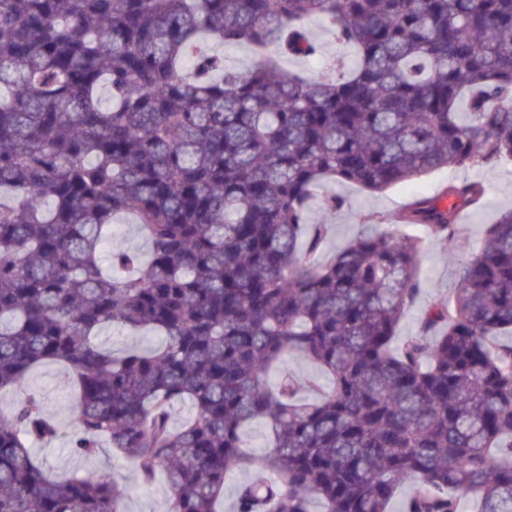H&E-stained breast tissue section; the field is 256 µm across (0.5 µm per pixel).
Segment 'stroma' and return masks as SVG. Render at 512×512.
<instances>
[{
	"mask_svg": "<svg viewBox=\"0 0 512 512\" xmlns=\"http://www.w3.org/2000/svg\"><path fill=\"white\" fill-rule=\"evenodd\" d=\"M464 178L478 179L487 185L488 193L483 206L478 211L463 213L456 250L449 252L436 242H427L421 257L423 289L419 300L405 311L400 320L399 339L419 333L428 304L445 297L449 288L456 286L459 265L471 257L486 226L495 221L501 210L512 207V167L442 169L424 175L412 184H400L378 195L340 184L335 187L336 192L345 197L346 205L328 218L332 232L322 252L326 258L360 233L365 215L391 216L410 202L413 196L437 195L449 181ZM29 386L42 396L47 413L60 428L58 439L34 449L48 468L58 475L75 473L86 476L109 472L117 482L133 488L126 502L127 512H167L165 475H158L151 486L143 487L132 467L110 451H102L94 457H77L70 452L74 410L69 401L66 374L60 366H41L31 375Z\"/></svg>",
	"mask_w": 512,
	"mask_h": 512,
	"instance_id": "35a3bbf8",
	"label": "stroma"
}]
</instances>
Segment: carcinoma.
Instances as JSON below:
<instances>
[{
  "label": "carcinoma",
  "mask_w": 512,
  "mask_h": 512,
  "mask_svg": "<svg viewBox=\"0 0 512 512\" xmlns=\"http://www.w3.org/2000/svg\"><path fill=\"white\" fill-rule=\"evenodd\" d=\"M238 45L266 55L235 70ZM504 163L512 0H0V390L25 392L0 412V512H127V486L33 453L58 435L28 390L46 364L68 371L73 454L164 469L167 512H218L235 469L236 512H388L405 483V512H512V209L403 341L426 243L487 186L418 196L392 220L419 233L369 229L325 262L311 223L344 206L330 184ZM124 216L146 251L106 260ZM290 354L329 390L270 387ZM102 340L110 343L114 348H121L126 344L135 342L140 346H154L160 343V336L145 334L143 336H127L117 330H109L103 333Z\"/></svg>",
  "instance_id": "cac0c4a2"
}]
</instances>
